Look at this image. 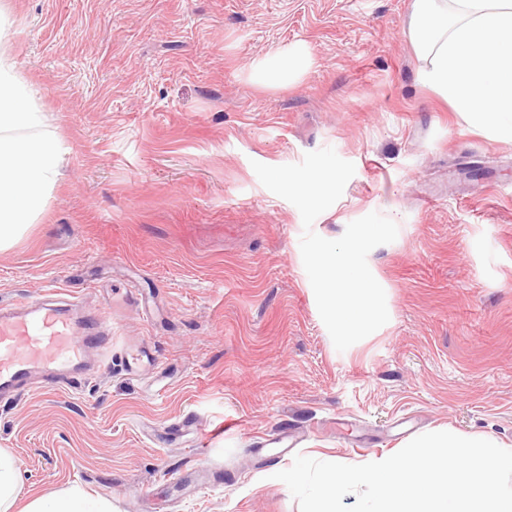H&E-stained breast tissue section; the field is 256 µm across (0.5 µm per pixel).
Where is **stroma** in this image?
<instances>
[{
  "label": "stroma",
  "mask_w": 512,
  "mask_h": 512,
  "mask_svg": "<svg viewBox=\"0 0 512 512\" xmlns=\"http://www.w3.org/2000/svg\"><path fill=\"white\" fill-rule=\"evenodd\" d=\"M5 2L67 152L43 213L0 250V300L67 290L112 313L96 378L0 403L27 494L299 512L273 478L299 454L357 463L439 431L512 447V145L418 82L411 0ZM296 42L304 74L251 80L255 57ZM324 147L355 173L316 234L401 217L368 257L389 320L342 352L301 215L252 168ZM141 347L154 361L128 375Z\"/></svg>",
  "instance_id": "stroma-1"
}]
</instances>
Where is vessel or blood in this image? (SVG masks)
<instances>
[{"instance_id": "1", "label": "vessel or blood", "mask_w": 512, "mask_h": 512, "mask_svg": "<svg viewBox=\"0 0 512 512\" xmlns=\"http://www.w3.org/2000/svg\"><path fill=\"white\" fill-rule=\"evenodd\" d=\"M83 308L51 294L0 301V401L74 388L111 357V318Z\"/></svg>"}]
</instances>
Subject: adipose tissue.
<instances>
[{
    "label": "adipose tissue",
    "mask_w": 512,
    "mask_h": 512,
    "mask_svg": "<svg viewBox=\"0 0 512 512\" xmlns=\"http://www.w3.org/2000/svg\"><path fill=\"white\" fill-rule=\"evenodd\" d=\"M408 32L421 83L469 127L512 143V0H412ZM309 65L305 46L279 47L252 61L250 77L282 85ZM48 126L0 38V249L42 213L59 174L64 151ZM23 491L19 466L0 450V512H117L111 497L78 485L28 501Z\"/></svg>",
    "instance_id": "obj_1"
}]
</instances>
